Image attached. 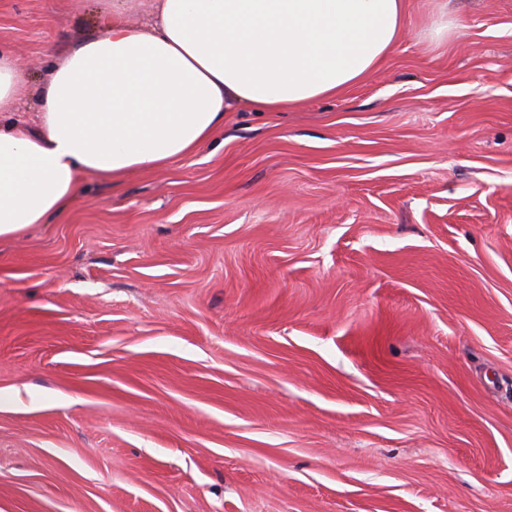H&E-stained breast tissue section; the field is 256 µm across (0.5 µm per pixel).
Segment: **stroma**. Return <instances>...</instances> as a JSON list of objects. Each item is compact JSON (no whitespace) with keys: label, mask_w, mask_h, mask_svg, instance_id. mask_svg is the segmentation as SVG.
Masks as SVG:
<instances>
[{"label":"stroma","mask_w":512,"mask_h":512,"mask_svg":"<svg viewBox=\"0 0 512 512\" xmlns=\"http://www.w3.org/2000/svg\"><path fill=\"white\" fill-rule=\"evenodd\" d=\"M0 239V512H512V0ZM97 0H0L27 80Z\"/></svg>","instance_id":"1"}]
</instances>
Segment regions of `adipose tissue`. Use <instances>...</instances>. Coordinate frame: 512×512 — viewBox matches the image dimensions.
<instances>
[{"label":"adipose tissue","mask_w":512,"mask_h":512,"mask_svg":"<svg viewBox=\"0 0 512 512\" xmlns=\"http://www.w3.org/2000/svg\"><path fill=\"white\" fill-rule=\"evenodd\" d=\"M107 28L39 90L36 129L12 121L24 78L0 50V238L64 214L83 175L118 181L196 151L245 106L336 95L399 40L405 0H157L142 27L100 0Z\"/></svg>","instance_id":"adipose-tissue-1"}]
</instances>
